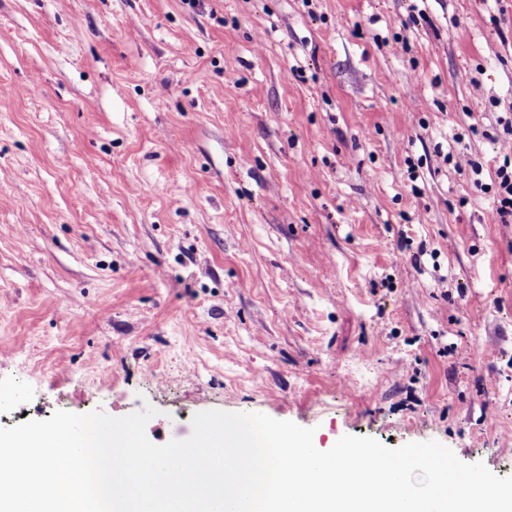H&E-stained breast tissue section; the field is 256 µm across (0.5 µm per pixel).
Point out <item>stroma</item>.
Wrapping results in <instances>:
<instances>
[{
  "instance_id": "1",
  "label": "stroma",
  "mask_w": 512,
  "mask_h": 512,
  "mask_svg": "<svg viewBox=\"0 0 512 512\" xmlns=\"http://www.w3.org/2000/svg\"><path fill=\"white\" fill-rule=\"evenodd\" d=\"M1 83L0 398L512 476V223L444 160L501 155L512 0H0Z\"/></svg>"
}]
</instances>
